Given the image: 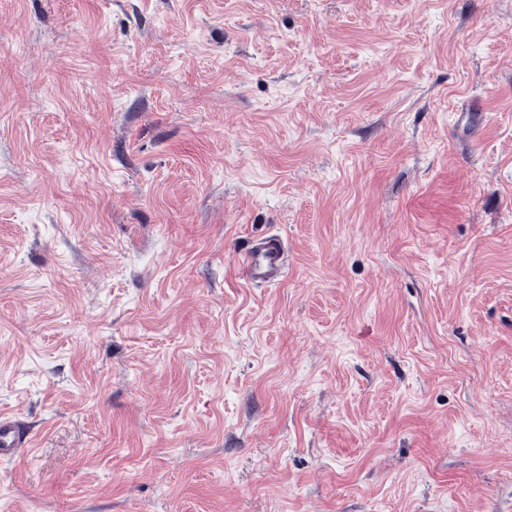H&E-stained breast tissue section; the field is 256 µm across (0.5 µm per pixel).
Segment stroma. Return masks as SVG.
Segmentation results:
<instances>
[{
	"mask_svg": "<svg viewBox=\"0 0 512 512\" xmlns=\"http://www.w3.org/2000/svg\"><path fill=\"white\" fill-rule=\"evenodd\" d=\"M0 412V512H512V0H0ZM241 262L249 281L270 287L280 284L288 269L283 237L268 235L252 241ZM33 447V434L21 428L13 416L0 414V459L10 460Z\"/></svg>",
	"mask_w": 512,
	"mask_h": 512,
	"instance_id": "35a3bbf8",
	"label": "stroma"
}]
</instances>
